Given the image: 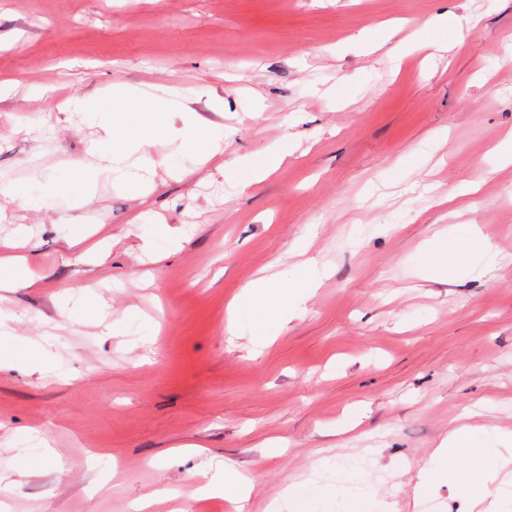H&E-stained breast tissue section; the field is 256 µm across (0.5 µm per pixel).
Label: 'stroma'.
<instances>
[{"instance_id": "35a3bbf8", "label": "stroma", "mask_w": 512, "mask_h": 512, "mask_svg": "<svg viewBox=\"0 0 512 512\" xmlns=\"http://www.w3.org/2000/svg\"><path fill=\"white\" fill-rule=\"evenodd\" d=\"M444 11L456 45L431 61ZM116 84L178 92L137 188L91 157L109 128L79 108ZM197 119L224 127L203 163ZM509 133L512 0H0V181L67 185L38 210L0 199L30 280L0 290V505L234 512L203 493L230 465L253 479L246 512L369 487L393 512H466L468 457L414 487L450 428L470 448L512 436V163L490 154ZM282 150L245 191L225 181ZM471 225L505 264L428 270L425 243ZM305 263L315 285L261 328L248 285ZM48 333L44 374L17 341Z\"/></svg>"}]
</instances>
